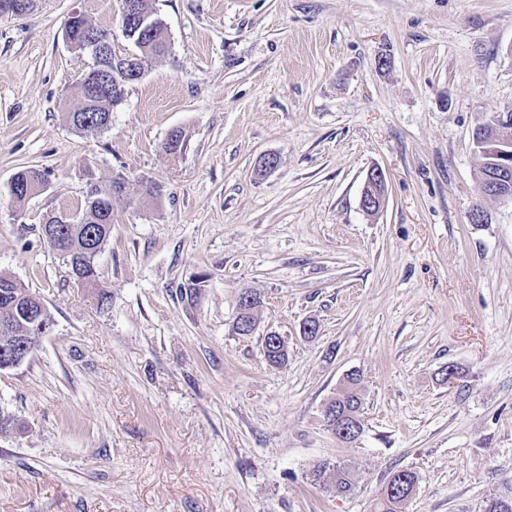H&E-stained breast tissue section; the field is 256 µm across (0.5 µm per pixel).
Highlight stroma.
I'll return each instance as SVG.
<instances>
[{
    "label": "stroma",
    "mask_w": 512,
    "mask_h": 512,
    "mask_svg": "<svg viewBox=\"0 0 512 512\" xmlns=\"http://www.w3.org/2000/svg\"><path fill=\"white\" fill-rule=\"evenodd\" d=\"M149 6L170 50L95 135L69 123L92 58L65 21L84 12L124 53L120 0L0 11V274L54 322L0 370V512H374L402 469L419 478L403 512H484L512 492V201L480 198L473 137L512 107V0ZM24 168L47 186L17 203ZM118 172L101 306L42 226ZM143 177L160 198L139 201ZM245 292L261 299L249 336L233 329ZM352 372L363 432L344 443L323 408ZM320 462L354 489L313 484ZM381 184L385 186L383 171L381 169L369 170L361 198V206L366 213H376L384 207L386 195H382L378 190V185ZM265 337L269 338L275 343L282 341L285 344L284 339L275 332L267 333ZM271 341H268L266 344H264V356L269 365L278 367L285 364V362L288 360V348H285L286 344L285 346L278 344L275 345Z\"/></svg>",
    "instance_id": "stroma-1"
}]
</instances>
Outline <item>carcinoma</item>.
Returning <instances> with one entry per match:
<instances>
[{
  "mask_svg": "<svg viewBox=\"0 0 512 512\" xmlns=\"http://www.w3.org/2000/svg\"><path fill=\"white\" fill-rule=\"evenodd\" d=\"M136 6V13L127 16V28L130 40L135 42L138 54L144 66H149L153 59L164 55L169 48L167 27L159 24L155 31L146 32L139 27L136 15L139 13L154 14L148 6V0H122ZM65 36L70 46L80 52L93 56L95 69L108 71L112 75V92L106 93L87 104L83 111L69 114L70 124L82 133L101 131L100 119H104L114 110V102L120 98V93L131 84L127 80L117 55L112 52L109 34L99 29L83 18L68 17L65 23ZM126 189L125 176L118 173L107 187L99 185L94 179H89L88 190L83 210L79 213L80 222L63 223L61 218L53 217L49 223L54 225L58 240L68 244L69 252L61 253L64 263L69 270L79 269L80 275L88 283L96 282L97 271L95 264L96 253L86 249V239L90 238L98 246H104L112 235V197L120 196ZM0 285L5 286L6 296H15L25 303H35L38 297L15 279L0 274ZM260 304L259 297L246 301L244 310L238 312L234 328L239 325L256 323L255 308ZM264 356L269 365L278 367L288 360V349L283 345L270 341L264 344ZM360 379L352 374L348 376V385L338 394L335 401V412L343 415L348 411L361 417L362 398L358 385ZM312 481L328 486L338 493H348L353 488V477L346 468L328 463L317 464L311 472ZM418 477L410 470H398L386 482L376 502L375 512H401L408 493L416 488Z\"/></svg>",
  "mask_w": 512,
  "mask_h": 512,
  "instance_id": "carcinoma-1",
  "label": "carcinoma"
}]
</instances>
